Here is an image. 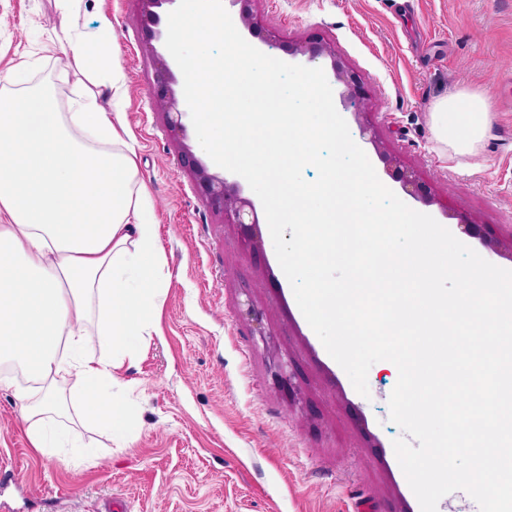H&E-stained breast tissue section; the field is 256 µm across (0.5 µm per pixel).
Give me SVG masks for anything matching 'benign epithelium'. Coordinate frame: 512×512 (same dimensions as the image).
I'll return each instance as SVG.
<instances>
[{"instance_id":"7a95c632","label":"benign epithelium","mask_w":512,"mask_h":512,"mask_svg":"<svg viewBox=\"0 0 512 512\" xmlns=\"http://www.w3.org/2000/svg\"><path fill=\"white\" fill-rule=\"evenodd\" d=\"M139 5L138 22L145 34V49L155 56V71L151 94L155 106L165 114L168 127L177 140L179 168L188 172L193 179L198 198L207 206L220 212L224 216V223L239 226L244 237L259 250L262 242L259 235L258 219L253 202L243 195V189L238 183H228L223 176L210 172L209 168L198 158L191 146L184 142L186 127L184 119L190 114L185 97L176 89L177 80L169 63L157 56L152 41L161 39L163 32L159 25L161 17L158 9L165 4H173L176 0H136ZM232 5L239 6L238 24L248 32L262 36L264 43L272 46L278 45L286 54L306 58L310 63L320 59L331 62L334 80L343 86L340 94L343 104H358L353 112L354 120L361 131L371 132L369 142L385 164L387 171L401 184L404 192L428 204H437L443 212H448V204L441 201L433 193L432 187L426 183L413 169L404 166L401 160L391 154L383 142L372 134L374 130L373 117L368 105V93L361 76L336 54L334 44L320 34H313L301 41H290L266 28L255 10L257 0H231ZM457 228L461 233L483 241V244L500 253L502 251L512 255V239L505 243L495 238L490 229L476 222L473 218L462 214L456 215ZM246 315L256 323L255 335L266 347L270 346L271 335L262 327V313L252 305H247ZM271 372L274 384L288 395V399L296 400L298 388L295 379L298 367L287 356L274 350L271 354Z\"/></svg>"}]
</instances>
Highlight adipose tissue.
<instances>
[{"label": "adipose tissue", "mask_w": 512, "mask_h": 512, "mask_svg": "<svg viewBox=\"0 0 512 512\" xmlns=\"http://www.w3.org/2000/svg\"><path fill=\"white\" fill-rule=\"evenodd\" d=\"M67 44L64 67L87 77L111 69L102 41L73 33ZM30 66L23 55L0 73V362L33 376L12 391L34 451L48 457L68 445L56 421L71 400L85 421L126 438L133 410L113 371L151 334L161 288L147 189L120 147L121 122L90 92L66 113L54 92L9 93ZM490 112L488 98L448 96L434 113L438 135L469 151ZM95 336L107 355L89 354Z\"/></svg>", "instance_id": "1"}]
</instances>
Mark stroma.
<instances>
[{
    "instance_id": "35a3bbf8",
    "label": "stroma",
    "mask_w": 512,
    "mask_h": 512,
    "mask_svg": "<svg viewBox=\"0 0 512 512\" xmlns=\"http://www.w3.org/2000/svg\"><path fill=\"white\" fill-rule=\"evenodd\" d=\"M266 27L288 39L319 32L363 78L378 131L406 165L459 212L512 236V0H258ZM136 0H0V72L21 53V87L60 88V111L81 93L59 59L65 31L111 30L122 73L92 89L120 112L156 226L164 292L157 333L116 370V391L136 416L125 443L77 418L59 427L97 448L92 458L32 450L10 389L0 388V512H421L394 452L390 419L398 376L390 361L368 371L360 395L300 311L267 222L261 251L209 210L177 165L149 85ZM455 92L490 96L487 129L457 154L436 132L437 104ZM250 289L262 324L299 369L303 409L268 375L270 355L239 305Z\"/></svg>"
}]
</instances>
